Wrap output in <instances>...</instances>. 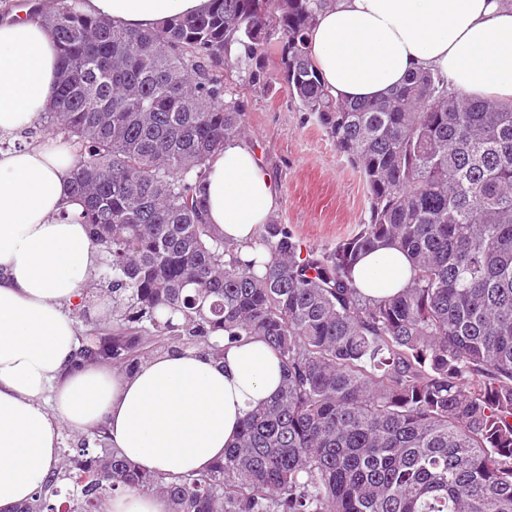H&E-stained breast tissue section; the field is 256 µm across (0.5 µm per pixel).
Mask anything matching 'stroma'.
Masks as SVG:
<instances>
[{"label":"stroma","instance_id":"35a3bbf8","mask_svg":"<svg viewBox=\"0 0 512 512\" xmlns=\"http://www.w3.org/2000/svg\"><path fill=\"white\" fill-rule=\"evenodd\" d=\"M265 65L274 81L264 92L249 86L246 74L224 73L225 82L246 105L245 143L278 188L280 206L274 220L288 225L302 247H332L366 219V189L332 138L290 97L279 54L269 53Z\"/></svg>","mask_w":512,"mask_h":512}]
</instances>
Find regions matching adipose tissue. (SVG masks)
I'll use <instances>...</instances> for the list:
<instances>
[{"label":"adipose tissue","mask_w":512,"mask_h":512,"mask_svg":"<svg viewBox=\"0 0 512 512\" xmlns=\"http://www.w3.org/2000/svg\"><path fill=\"white\" fill-rule=\"evenodd\" d=\"M210 0H85L93 16L137 30L205 12ZM324 84L340 99L378 100L428 70L465 97L512 103V0H326L308 33ZM58 49L33 20L0 22V136L35 128L54 100ZM72 153L0 152V512L31 501L59 462L62 427H105L113 449L150 474H199L223 460L245 414L269 403L277 356L253 339L222 362L165 352L134 371L73 362V310L101 255L71 193ZM206 223L250 252L279 192L253 152L231 140L206 162ZM367 299L410 286L402 251L383 246L352 273Z\"/></svg>","instance_id":"obj_1"}]
</instances>
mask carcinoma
Wrapping results in <instances>:
<instances>
[{"mask_svg":"<svg viewBox=\"0 0 512 512\" xmlns=\"http://www.w3.org/2000/svg\"><path fill=\"white\" fill-rule=\"evenodd\" d=\"M325 0H211L201 14L135 30L52 0L29 16L53 32L59 83L46 126L75 156L102 270L75 308L90 330L75 364L130 371L160 351L259 338L279 394L244 417L205 473L151 475L104 431L60 449L44 488L16 512H101L116 492L167 512H512V105L462 98L430 72L387 97L346 102L321 82L307 33ZM282 77L358 169L368 218L331 248L302 250L262 225L244 259L203 219L206 161L247 133L221 67ZM238 44L244 52L231 55ZM383 245L412 281L365 299L352 272Z\"/></svg>","mask_w":512,"mask_h":512,"instance_id":"1","label":"carcinoma"}]
</instances>
